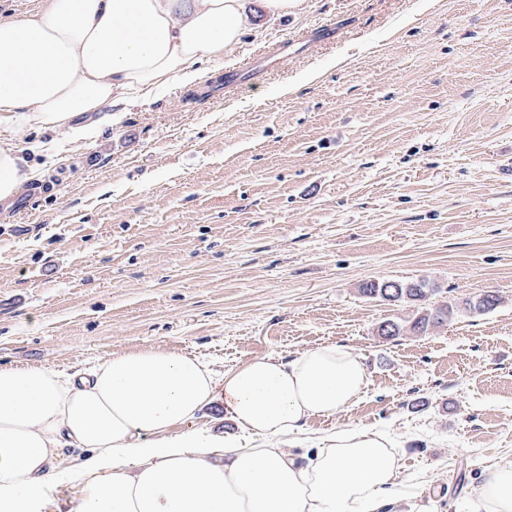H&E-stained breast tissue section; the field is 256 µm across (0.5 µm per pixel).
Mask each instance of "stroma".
Returning a JSON list of instances; mask_svg holds the SVG:
<instances>
[{
    "instance_id": "35a3bbf8",
    "label": "stroma",
    "mask_w": 512,
    "mask_h": 512,
    "mask_svg": "<svg viewBox=\"0 0 512 512\" xmlns=\"http://www.w3.org/2000/svg\"><path fill=\"white\" fill-rule=\"evenodd\" d=\"M266 52L276 66L225 91ZM74 122L94 135H26L43 191L0 202V365L155 347L225 372L334 343L368 384L293 454L377 431L399 457L384 512H468L512 459V0H304L198 83ZM370 280L433 292L387 303ZM488 293L494 310L465 309ZM447 302L432 333H377Z\"/></svg>"
}]
</instances>
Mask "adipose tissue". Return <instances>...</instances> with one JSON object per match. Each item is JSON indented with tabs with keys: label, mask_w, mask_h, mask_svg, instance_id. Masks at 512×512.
<instances>
[{
	"label": "adipose tissue",
	"mask_w": 512,
	"mask_h": 512,
	"mask_svg": "<svg viewBox=\"0 0 512 512\" xmlns=\"http://www.w3.org/2000/svg\"><path fill=\"white\" fill-rule=\"evenodd\" d=\"M248 0H42L0 18V202L38 172L23 156L33 127L92 136L81 113L147 104L191 85L240 42ZM367 384L359 355L324 344L220 373L155 348L65 375L0 366V512H41L45 488L80 482L70 512H382L398 457L385 436L344 428L296 459L281 440L352 406ZM223 403L259 444L185 422ZM68 448L85 456L56 465ZM470 512H512V461L486 474Z\"/></svg>",
	"instance_id": "ef3b65f1"
}]
</instances>
